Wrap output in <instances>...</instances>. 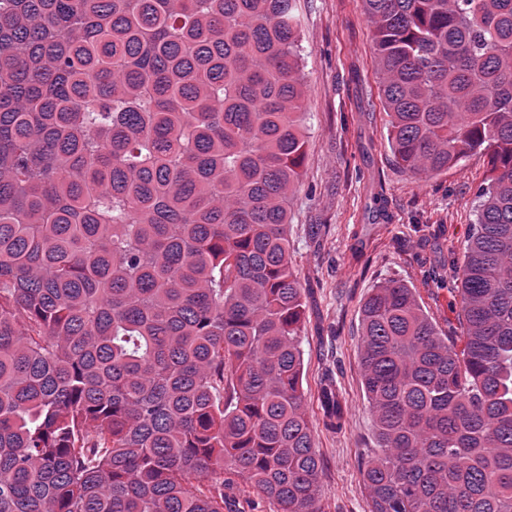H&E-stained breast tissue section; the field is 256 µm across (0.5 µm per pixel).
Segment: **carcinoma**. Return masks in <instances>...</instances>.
Returning a JSON list of instances; mask_svg holds the SVG:
<instances>
[{
	"label": "carcinoma",
	"instance_id": "cac0c4a2",
	"mask_svg": "<svg viewBox=\"0 0 512 512\" xmlns=\"http://www.w3.org/2000/svg\"><path fill=\"white\" fill-rule=\"evenodd\" d=\"M387 141L490 168L460 343L361 308L369 512H512V0H363ZM293 0H0V512H322L288 205ZM226 477H231L233 482L224 485V494L236 501V505L244 506L246 512H272L273 506L266 499L257 495L245 480L224 475V479Z\"/></svg>",
	"mask_w": 512,
	"mask_h": 512
}]
</instances>
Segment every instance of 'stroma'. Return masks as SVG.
Listing matches in <instances>:
<instances>
[{
	"instance_id": "35a3bbf8",
	"label": "stroma",
	"mask_w": 512,
	"mask_h": 512,
	"mask_svg": "<svg viewBox=\"0 0 512 512\" xmlns=\"http://www.w3.org/2000/svg\"><path fill=\"white\" fill-rule=\"evenodd\" d=\"M309 147L288 209L289 254L306 303L302 390L322 463L323 512H369L362 469L376 453L359 364L360 309L379 282L415 288L443 335L462 334L454 300L488 158L416 177L387 142L373 28L363 0H295ZM342 402L325 426L322 390Z\"/></svg>"
}]
</instances>
